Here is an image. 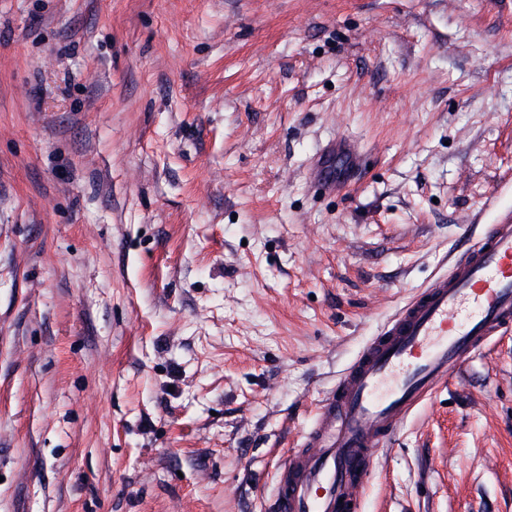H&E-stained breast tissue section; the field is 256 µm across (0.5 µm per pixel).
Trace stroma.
<instances>
[{"mask_svg":"<svg viewBox=\"0 0 512 512\" xmlns=\"http://www.w3.org/2000/svg\"><path fill=\"white\" fill-rule=\"evenodd\" d=\"M510 213L512 0H0V512H274L338 373ZM361 512H512V330Z\"/></svg>","mask_w":512,"mask_h":512,"instance_id":"1","label":"stroma"}]
</instances>
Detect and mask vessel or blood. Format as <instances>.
<instances>
[{"mask_svg":"<svg viewBox=\"0 0 512 512\" xmlns=\"http://www.w3.org/2000/svg\"><path fill=\"white\" fill-rule=\"evenodd\" d=\"M512 329V217L493 224L383 326L319 401L279 467L275 512H360L384 443L488 338Z\"/></svg>","mask_w":512,"mask_h":512,"instance_id":"obj_1","label":"vessel or blood"}]
</instances>
